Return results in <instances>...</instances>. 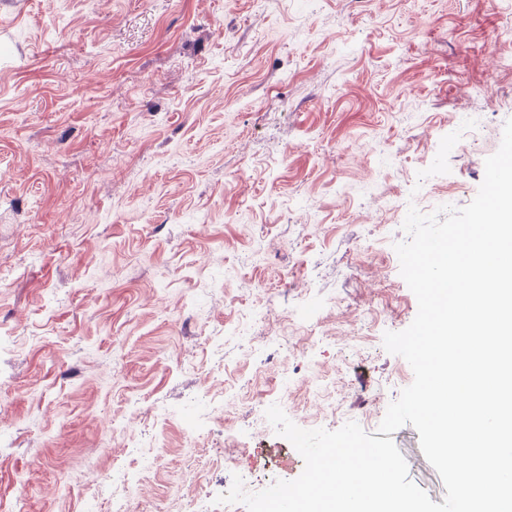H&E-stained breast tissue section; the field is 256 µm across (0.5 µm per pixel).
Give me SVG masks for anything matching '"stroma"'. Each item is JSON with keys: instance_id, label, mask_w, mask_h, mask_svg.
Here are the masks:
<instances>
[{"instance_id": "stroma-1", "label": "stroma", "mask_w": 512, "mask_h": 512, "mask_svg": "<svg viewBox=\"0 0 512 512\" xmlns=\"http://www.w3.org/2000/svg\"><path fill=\"white\" fill-rule=\"evenodd\" d=\"M512 0H0V512H210L414 378L395 243L476 196ZM394 209H387L386 198ZM392 439L433 502L444 483ZM153 444V470L137 450Z\"/></svg>"}]
</instances>
